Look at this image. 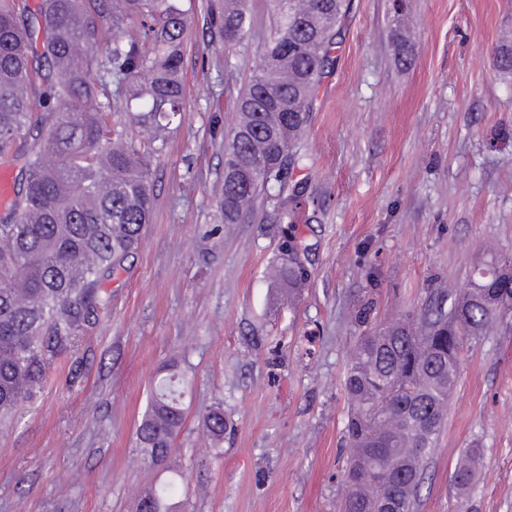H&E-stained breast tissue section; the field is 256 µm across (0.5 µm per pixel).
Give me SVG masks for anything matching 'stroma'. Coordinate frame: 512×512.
Wrapping results in <instances>:
<instances>
[{"label": "stroma", "mask_w": 512, "mask_h": 512, "mask_svg": "<svg viewBox=\"0 0 512 512\" xmlns=\"http://www.w3.org/2000/svg\"><path fill=\"white\" fill-rule=\"evenodd\" d=\"M205 0H186V112L158 167L151 224L108 278L107 315L58 356L39 396L0 434V512H134L171 479L183 512H338L348 449L342 388L364 295L374 322L418 309L427 288L465 287L487 245L512 248V75L494 49L512 0H411L402 50L391 0H350L288 187L291 223L267 198L223 223L213 189L236 123L232 93L260 64L271 18L251 0L249 37L208 53ZM293 241L308 278L278 296L267 269ZM186 376L167 466L136 428L156 374ZM224 411L222 440L209 412ZM483 466L454 485L465 451ZM418 512H512V313L462 356Z\"/></svg>", "instance_id": "stroma-1"}]
</instances>
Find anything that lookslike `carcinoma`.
I'll return each instance as SVG.
<instances>
[{
    "mask_svg": "<svg viewBox=\"0 0 512 512\" xmlns=\"http://www.w3.org/2000/svg\"><path fill=\"white\" fill-rule=\"evenodd\" d=\"M263 65L239 88L236 125L224 154L233 174L216 187L226 224H240L262 194L276 200L290 154L332 61L346 0H270ZM213 49L247 38L254 17L243 0H210ZM191 28L183 0H0V165L15 171V195L0 211V431L40 393L48 366L74 346L85 325L109 307L103 281L122 268L150 223L153 162L171 126L182 122L184 40ZM496 67L512 74V41ZM80 121L73 120L74 115ZM271 276L293 291L307 273L287 244ZM466 289L442 280L422 308L384 327L371 307L344 377L352 448L339 512H416L429 454L442 432L461 356L471 341L512 311V252L495 248ZM183 374L157 377L137 428L150 462L168 459L184 422ZM207 428L224 436V413ZM483 457L468 450L455 484L468 489ZM177 483L155 485L135 512H177Z\"/></svg>",
    "mask_w": 512,
    "mask_h": 512,
    "instance_id": "cac0c4a2",
    "label": "carcinoma"
}]
</instances>
